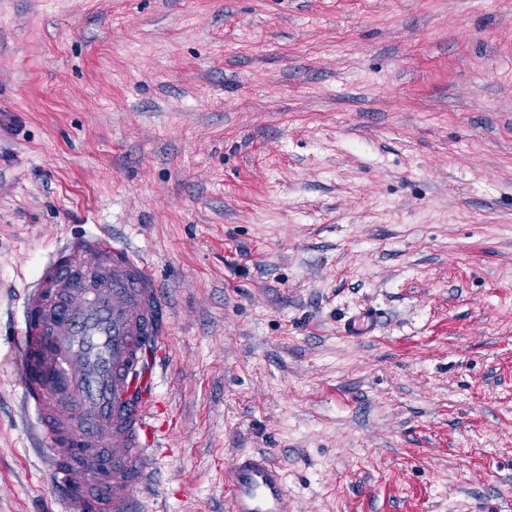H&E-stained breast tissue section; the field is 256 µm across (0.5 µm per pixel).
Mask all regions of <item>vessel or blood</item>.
Wrapping results in <instances>:
<instances>
[{
  "label": "vessel or blood",
  "mask_w": 512,
  "mask_h": 512,
  "mask_svg": "<svg viewBox=\"0 0 512 512\" xmlns=\"http://www.w3.org/2000/svg\"><path fill=\"white\" fill-rule=\"evenodd\" d=\"M153 264L108 232L63 240L28 286L17 338L22 404L67 512H142L163 450L155 350L170 324ZM226 468L228 512H287L270 456Z\"/></svg>",
  "instance_id": "1"
}]
</instances>
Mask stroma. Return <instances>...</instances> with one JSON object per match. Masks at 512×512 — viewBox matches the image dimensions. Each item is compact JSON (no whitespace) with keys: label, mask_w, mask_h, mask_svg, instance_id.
<instances>
[{"label":"stroma","mask_w":512,"mask_h":512,"mask_svg":"<svg viewBox=\"0 0 512 512\" xmlns=\"http://www.w3.org/2000/svg\"><path fill=\"white\" fill-rule=\"evenodd\" d=\"M100 227L169 303L144 512L251 451L288 512H512V0H0V512L63 510L17 332Z\"/></svg>","instance_id":"stroma-1"}]
</instances>
